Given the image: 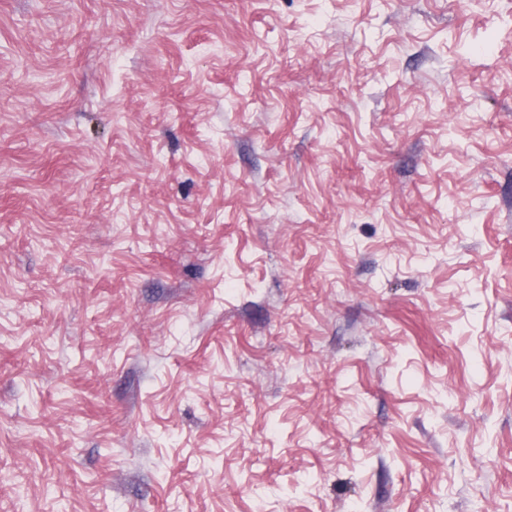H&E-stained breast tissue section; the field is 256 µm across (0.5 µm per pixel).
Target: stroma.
Wrapping results in <instances>:
<instances>
[{"label": "stroma", "mask_w": 512, "mask_h": 512, "mask_svg": "<svg viewBox=\"0 0 512 512\" xmlns=\"http://www.w3.org/2000/svg\"><path fill=\"white\" fill-rule=\"evenodd\" d=\"M0 512H512V0H0Z\"/></svg>", "instance_id": "obj_1"}]
</instances>
